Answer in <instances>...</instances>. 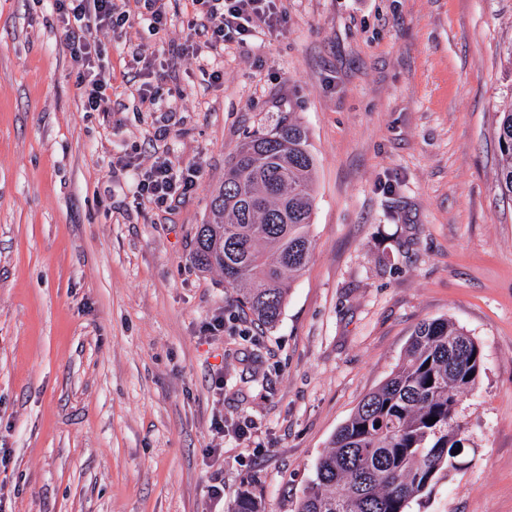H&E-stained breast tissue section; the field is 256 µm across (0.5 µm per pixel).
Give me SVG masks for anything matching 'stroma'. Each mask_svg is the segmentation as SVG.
Here are the masks:
<instances>
[{
    "mask_svg": "<svg viewBox=\"0 0 512 512\" xmlns=\"http://www.w3.org/2000/svg\"><path fill=\"white\" fill-rule=\"evenodd\" d=\"M284 3L278 32L229 44L218 91L176 53L191 0L160 30L100 34L118 73L172 52L167 120L122 87L85 111L49 0H0V512H230L246 489L296 512L336 430L440 317L483 372L458 408L461 468L414 512H512V199L493 135L512 0ZM280 112L308 130L316 246L264 330L192 253L225 160ZM163 151L201 168L168 211L107 167Z\"/></svg>",
    "mask_w": 512,
    "mask_h": 512,
    "instance_id": "obj_1",
    "label": "stroma"
}]
</instances>
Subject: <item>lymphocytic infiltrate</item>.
<instances>
[{
  "instance_id": "1",
  "label": "lymphocytic infiltrate",
  "mask_w": 512,
  "mask_h": 512,
  "mask_svg": "<svg viewBox=\"0 0 512 512\" xmlns=\"http://www.w3.org/2000/svg\"><path fill=\"white\" fill-rule=\"evenodd\" d=\"M194 15L186 22L187 36L179 52L206 67L207 82L217 87L224 83V72L212 68L213 58L223 55L226 42H244L257 33L274 32L286 14L282 0H191ZM73 65L81 78L83 106L88 112L109 111L112 104V68L103 57L95 33L99 30L123 31L134 22H147L159 29L168 22L166 0H133L132 7L118 0H54ZM164 53L135 54L125 63L124 76L135 88L147 111L167 112L171 106L163 98L158 82L167 65ZM136 170L137 187L148 203L167 208L196 187L199 170L180 167L163 153L151 165L137 169L130 156L113 158L110 177Z\"/></svg>"
}]
</instances>
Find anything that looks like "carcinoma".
I'll return each mask as SVG.
<instances>
[{
	"label": "carcinoma",
	"mask_w": 512,
	"mask_h": 512,
	"mask_svg": "<svg viewBox=\"0 0 512 512\" xmlns=\"http://www.w3.org/2000/svg\"><path fill=\"white\" fill-rule=\"evenodd\" d=\"M495 137L498 186L512 197V109L499 113ZM314 173L307 130L281 112L230 154L197 227L194 263L221 271L259 327L279 322L291 279L312 258ZM482 365V350L463 327L446 318L418 324L400 364L332 437L297 512H409L429 498L460 469L456 450L466 438L458 404ZM231 512L264 510L247 491Z\"/></svg>",
	"instance_id": "obj_1"
}]
</instances>
